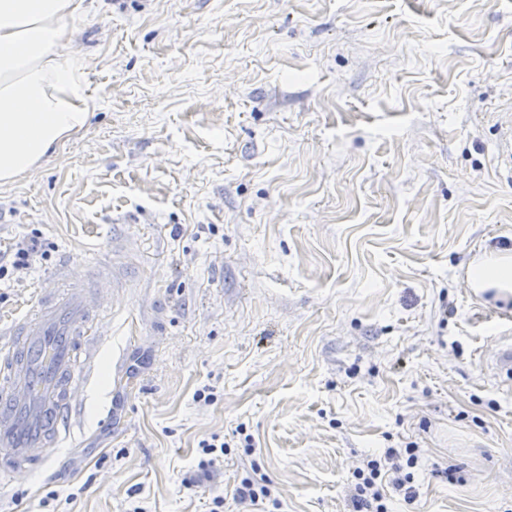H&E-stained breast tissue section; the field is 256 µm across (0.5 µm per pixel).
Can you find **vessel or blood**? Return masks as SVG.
<instances>
[{
	"label": "vessel or blood",
	"mask_w": 512,
	"mask_h": 512,
	"mask_svg": "<svg viewBox=\"0 0 512 512\" xmlns=\"http://www.w3.org/2000/svg\"><path fill=\"white\" fill-rule=\"evenodd\" d=\"M497 165L499 176L512 180L511 125L503 128ZM51 281L52 289H41L34 314L17 322L0 348L1 484L59 460L99 358L93 296L101 287L122 286L104 262L85 281L61 263Z\"/></svg>",
	"instance_id": "vessel-or-blood-1"
}]
</instances>
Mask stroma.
I'll return each instance as SVG.
<instances>
[{
	"mask_svg": "<svg viewBox=\"0 0 512 512\" xmlns=\"http://www.w3.org/2000/svg\"><path fill=\"white\" fill-rule=\"evenodd\" d=\"M71 24L95 109L0 186V251L48 252L0 281V346L61 261L115 256L127 286L59 462L0 512H252L254 464L268 512H348L354 467L410 441L395 512H512V306L466 280L512 251V0H85ZM503 135L497 149L498 174L506 180H512V126L501 127ZM202 458L199 460L198 466L202 471L217 465L220 461H224V452L226 448H231L230 443L224 441V437L213 436L210 440H202L199 443ZM252 474L243 478L235 490L236 498L243 502H249L252 506H258L259 502L267 501L272 496L271 484L268 478L253 465Z\"/></svg>",
	"mask_w": 512,
	"mask_h": 512,
	"instance_id": "obj_1",
	"label": "stroma"
}]
</instances>
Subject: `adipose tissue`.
Here are the masks:
<instances>
[{
    "instance_id": "adipose-tissue-1",
    "label": "adipose tissue",
    "mask_w": 512,
    "mask_h": 512,
    "mask_svg": "<svg viewBox=\"0 0 512 512\" xmlns=\"http://www.w3.org/2000/svg\"><path fill=\"white\" fill-rule=\"evenodd\" d=\"M83 0H0V185L13 183L81 131L92 110L85 63L68 47ZM474 292L512 301V252L490 251L467 270Z\"/></svg>"
}]
</instances>
